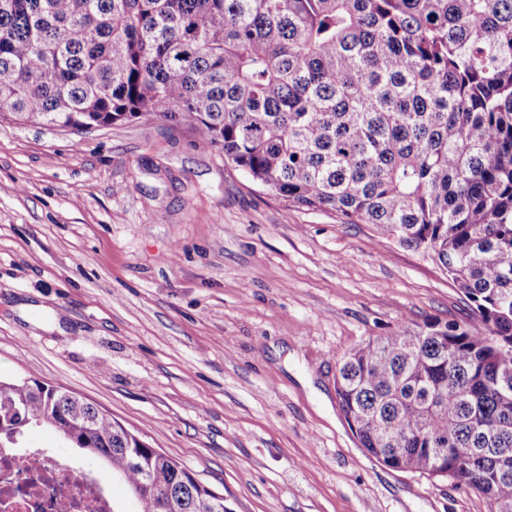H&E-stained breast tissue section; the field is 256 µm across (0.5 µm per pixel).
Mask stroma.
Masks as SVG:
<instances>
[{"instance_id":"1","label":"stroma","mask_w":512,"mask_h":512,"mask_svg":"<svg viewBox=\"0 0 512 512\" xmlns=\"http://www.w3.org/2000/svg\"><path fill=\"white\" fill-rule=\"evenodd\" d=\"M470 314L430 255L288 204L189 127L0 122V378L86 398L225 512H487L366 455L336 395L370 338Z\"/></svg>"}]
</instances>
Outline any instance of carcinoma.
Returning <instances> with one entry per match:
<instances>
[{
    "label": "carcinoma",
    "instance_id": "obj_1",
    "mask_svg": "<svg viewBox=\"0 0 512 512\" xmlns=\"http://www.w3.org/2000/svg\"><path fill=\"white\" fill-rule=\"evenodd\" d=\"M185 124L290 204L429 253L471 306L338 363L365 452L512 512V0H0V118ZM43 423L140 512H219L83 399L0 380V441Z\"/></svg>",
    "mask_w": 512,
    "mask_h": 512
}]
</instances>
